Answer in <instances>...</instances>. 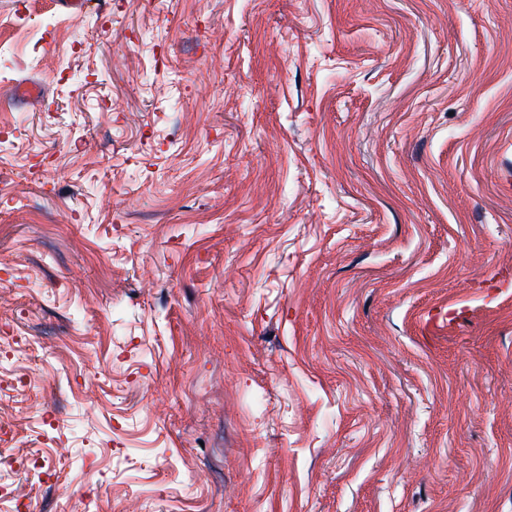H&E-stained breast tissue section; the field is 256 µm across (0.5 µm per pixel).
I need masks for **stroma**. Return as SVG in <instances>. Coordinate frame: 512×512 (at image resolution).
I'll use <instances>...</instances> for the list:
<instances>
[{"instance_id": "stroma-1", "label": "stroma", "mask_w": 512, "mask_h": 512, "mask_svg": "<svg viewBox=\"0 0 512 512\" xmlns=\"http://www.w3.org/2000/svg\"><path fill=\"white\" fill-rule=\"evenodd\" d=\"M0 22L28 512H512V0Z\"/></svg>"}]
</instances>
